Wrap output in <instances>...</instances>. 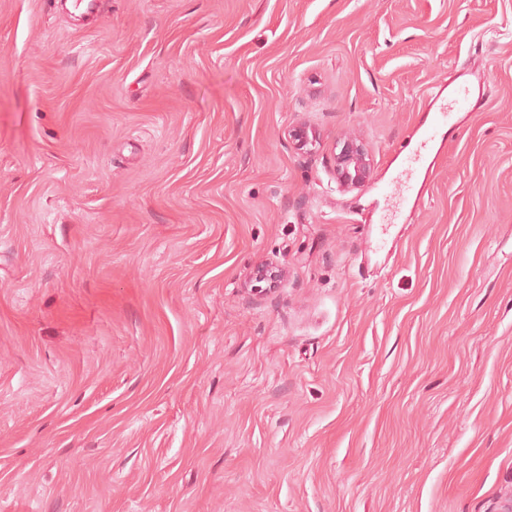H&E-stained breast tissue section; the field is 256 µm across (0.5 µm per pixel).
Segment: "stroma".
Listing matches in <instances>:
<instances>
[{
	"instance_id": "1",
	"label": "stroma",
	"mask_w": 512,
	"mask_h": 512,
	"mask_svg": "<svg viewBox=\"0 0 512 512\" xmlns=\"http://www.w3.org/2000/svg\"><path fill=\"white\" fill-rule=\"evenodd\" d=\"M98 5L0 0V512H497L512 0ZM463 67L488 96L397 209ZM333 153L336 183L341 190H352L363 186L370 178L371 160L363 142L356 136H345L337 143Z\"/></svg>"
}]
</instances>
